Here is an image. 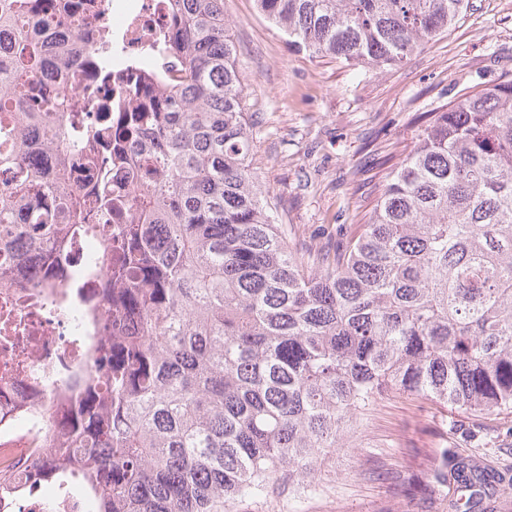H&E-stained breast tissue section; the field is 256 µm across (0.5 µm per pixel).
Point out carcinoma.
<instances>
[{
    "instance_id": "carcinoma-1",
    "label": "carcinoma",
    "mask_w": 512,
    "mask_h": 512,
    "mask_svg": "<svg viewBox=\"0 0 512 512\" xmlns=\"http://www.w3.org/2000/svg\"><path fill=\"white\" fill-rule=\"evenodd\" d=\"M291 42L361 70L398 66L448 31L470 0H256ZM98 0H0V263L24 238L60 265L70 229L90 223L67 161L104 145L95 208L124 224L119 298L135 320L90 342L83 395L50 454L84 484L95 512H230L281 473L307 484L385 394L475 414L512 413V78L434 113L385 177L368 221L341 251L300 252L275 222L251 167L237 48L224 0H168L148 60L112 53V33L75 44L70 16ZM87 53L123 89L112 116L58 138L85 112L44 67ZM51 136L50 206L25 224L35 176L28 130ZM126 175L119 189L108 172ZM107 256L70 267L96 273ZM106 379H100L99 370ZM448 477L480 512L512 477L470 457ZM453 473H448V469Z\"/></svg>"
}]
</instances>
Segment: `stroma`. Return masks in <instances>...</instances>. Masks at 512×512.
<instances>
[{
  "mask_svg": "<svg viewBox=\"0 0 512 512\" xmlns=\"http://www.w3.org/2000/svg\"><path fill=\"white\" fill-rule=\"evenodd\" d=\"M238 50L254 168L277 223L299 247L333 251L366 223L389 165L419 131L416 118L512 74V0H470L448 33L405 65L353 70L295 49L256 0H224ZM512 470V414L475 416L401 395L361 415L347 445L318 459L312 489L238 512H452L438 487L443 451Z\"/></svg>",
  "mask_w": 512,
  "mask_h": 512,
  "instance_id": "stroma-1",
  "label": "stroma"
}]
</instances>
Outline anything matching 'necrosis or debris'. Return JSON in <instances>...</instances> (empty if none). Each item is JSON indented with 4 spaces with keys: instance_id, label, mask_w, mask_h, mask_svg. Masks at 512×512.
Masks as SVG:
<instances>
[{
    "instance_id": "1",
    "label": "necrosis or debris",
    "mask_w": 512,
    "mask_h": 512,
    "mask_svg": "<svg viewBox=\"0 0 512 512\" xmlns=\"http://www.w3.org/2000/svg\"><path fill=\"white\" fill-rule=\"evenodd\" d=\"M104 7L98 22L76 21V40H93L103 23L130 57L143 55L167 20L166 0H105ZM15 250L17 261L0 269V472L12 485L0 512H93L67 483L44 488L32 459L59 440L62 412L82 392L88 309L96 311L97 336L113 334L121 315L108 297L122 285L102 270L74 290L58 268L32 265L24 245Z\"/></svg>"
}]
</instances>
